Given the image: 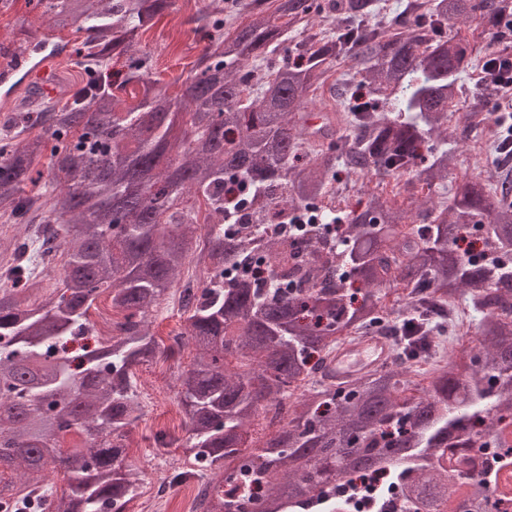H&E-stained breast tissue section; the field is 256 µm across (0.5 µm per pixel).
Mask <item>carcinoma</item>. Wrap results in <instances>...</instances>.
Here are the masks:
<instances>
[{"mask_svg":"<svg viewBox=\"0 0 512 512\" xmlns=\"http://www.w3.org/2000/svg\"><path fill=\"white\" fill-rule=\"evenodd\" d=\"M28 2L51 29L85 33L78 65L94 77L62 106L27 100L42 132L13 125L0 137V218L34 225L0 284V470L22 481L0 476V512H127L141 476L126 463L140 410L133 368L175 355L184 337L195 351L177 378L186 437L161 429L154 441L193 455L166 481L196 488L193 512H306L317 491L365 473L346 465L351 455L413 462L403 493L415 512L512 500L507 483L485 495L489 470L464 486L449 463L491 431L512 463V185L453 175L466 140L448 137L473 61L459 26L479 17L494 40L508 33L512 0H416L391 18L380 0H213L214 38L174 95L150 55L131 54L169 0ZM285 43L288 57L266 67ZM340 61L355 81L340 95L364 90V109L337 119L324 89ZM123 93L133 104L122 106ZM183 123L185 136H172ZM47 151L44 181L34 163ZM338 167L428 193L404 206L370 190L322 238L208 223L214 211L255 226L274 208L286 223L313 209L331 224L336 210L314 204ZM185 193L203 208H178ZM472 230L497 257L489 267L459 247ZM59 256L57 287L39 299L38 277ZM191 257L204 277L184 289L185 331L161 349L150 318ZM398 291L411 301L391 309L406 337L392 365L343 391L319 380L285 403L338 336L372 323ZM103 293L122 315L108 336L90 321ZM450 295L479 315L477 361L448 357L421 388L411 354L431 349L426 317ZM242 358L254 367L232 365ZM288 409L263 448L247 451L255 418ZM63 456L77 466L64 471L62 496L50 487L30 498Z\"/></svg>","mask_w":512,"mask_h":512,"instance_id":"carcinoma-1","label":"carcinoma"}]
</instances>
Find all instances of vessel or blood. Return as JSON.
<instances>
[{
	"instance_id": "vessel-or-blood-1",
	"label": "vessel or blood",
	"mask_w": 512,
	"mask_h": 512,
	"mask_svg": "<svg viewBox=\"0 0 512 512\" xmlns=\"http://www.w3.org/2000/svg\"><path fill=\"white\" fill-rule=\"evenodd\" d=\"M390 357L389 345L379 338L338 345L326 360V379L336 386H346L381 367Z\"/></svg>"
}]
</instances>
